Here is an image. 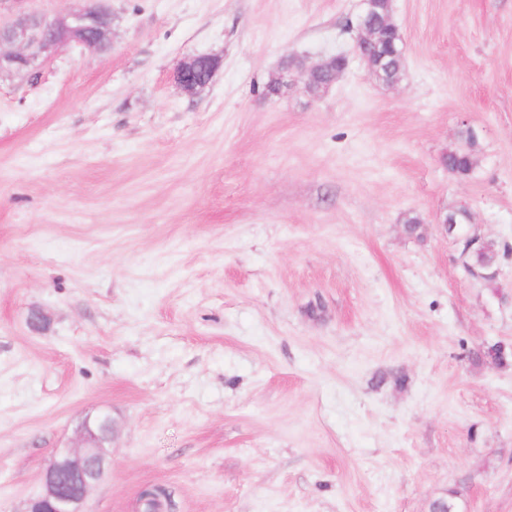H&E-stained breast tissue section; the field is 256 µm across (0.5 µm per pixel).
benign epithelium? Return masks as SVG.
I'll return each instance as SVG.
<instances>
[{
	"label": "benign epithelium",
	"instance_id": "7a95c632",
	"mask_svg": "<svg viewBox=\"0 0 512 512\" xmlns=\"http://www.w3.org/2000/svg\"><path fill=\"white\" fill-rule=\"evenodd\" d=\"M88 5L51 20L37 16H20L7 26H0V70L30 67L39 57L57 45L75 40L91 52L111 46L112 13L105 0H87ZM374 0H362L360 22L355 27L356 43L372 42L377 27L385 26L390 17L378 20V25L366 23L375 13ZM220 60L212 55H197L181 60L173 70L172 79L189 95H195L212 80ZM348 66L344 54H335L308 63L299 57L291 66L283 65L280 76L272 81L274 96L283 95L290 87L288 77H294L309 91L313 77L325 68L333 69L324 85L329 89ZM81 445L76 449L57 448L43 472L42 492L29 499L23 512H84L86 498L106 476L112 456V415L101 411L85 418L80 426Z\"/></svg>",
	"mask_w": 512,
	"mask_h": 512
}]
</instances>
